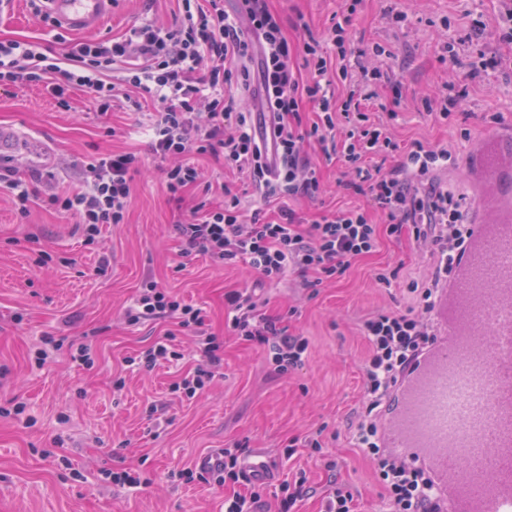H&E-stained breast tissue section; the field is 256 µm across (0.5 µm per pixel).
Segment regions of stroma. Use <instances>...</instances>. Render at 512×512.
I'll list each match as a JSON object with an SVG mask.
<instances>
[{
	"label": "stroma",
	"instance_id": "35a3bbf8",
	"mask_svg": "<svg viewBox=\"0 0 512 512\" xmlns=\"http://www.w3.org/2000/svg\"><path fill=\"white\" fill-rule=\"evenodd\" d=\"M282 16L290 44L303 38L296 30L304 14L314 34H322L345 0H268ZM403 11L402 27L390 26L385 8ZM498 0H360L350 30L353 42L381 45L393 56L371 106L372 122L390 126L404 143H452L464 155L485 136L512 122V65L461 78L467 90L456 114L437 121L418 112L415 98L440 85L448 71L435 45L455 39L457 28L440 27L443 18L498 12ZM177 0H116L96 38L118 37L145 19L172 23ZM75 31L56 40L39 22L29 0H9L0 9V39L36 42L49 55L64 58ZM152 105L132 112L114 105L98 114L92 94L73 90L59 105L43 84L0 90V168L17 171L39 194L79 183L80 161L131 152L142 161L122 223L105 224L86 242L74 217L44 204L21 212L12 191L0 185V512H224V489L215 483H187L178 473L197 465L200 456L244 444L246 459L265 461L274 483L304 471L309 490L298 512H320L319 493L330 478L347 482L359 512H376L381 488L352 439L351 423L361 404L359 361L365 340L359 325L372 312L404 310L413 301L406 288L429 266L428 257L407 239L382 237L375 252L357 260L338 281L316 291L295 292L287 285H264L250 268L221 266L203 255L182 256L177 223L200 201L217 206L225 189L239 192L243 177L213 157L191 156L200 180L180 196L167 189L161 160L150 151L144 132ZM326 191L315 199L298 198L290 208L315 219L329 211L363 207L365 196L337 190L338 163L322 167ZM398 268L399 283L377 287L374 277ZM201 309L224 345L219 375L192 399L171 386L196 366L193 336L172 321L131 326L123 311L145 277ZM260 288L266 315L286 318L307 336L302 367L274 372L264 349L228 329L225 293ZM96 330L85 341L88 330ZM173 336L183 359L152 369L133 357L164 336ZM54 337L44 365L34 353L43 337ZM88 343L92 365L71 358L72 346ZM163 407L150 415L152 404ZM21 415H13L15 405ZM323 431L319 452L301 447L286 456L291 441ZM338 459L337 472L324 462ZM131 468L146 485H113L106 474Z\"/></svg>",
	"mask_w": 512,
	"mask_h": 512
}]
</instances>
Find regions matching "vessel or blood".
<instances>
[{"label": "vessel or blood", "instance_id": "1", "mask_svg": "<svg viewBox=\"0 0 512 512\" xmlns=\"http://www.w3.org/2000/svg\"><path fill=\"white\" fill-rule=\"evenodd\" d=\"M64 27L92 32L112 0H46ZM479 218L432 316L436 340L400 374L380 416L389 457L424 470L440 512H512V147L465 156Z\"/></svg>", "mask_w": 512, "mask_h": 512}]
</instances>
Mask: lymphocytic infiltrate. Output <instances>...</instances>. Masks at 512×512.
<instances>
[{
	"instance_id": "1",
	"label": "lymphocytic infiltrate",
	"mask_w": 512,
	"mask_h": 512,
	"mask_svg": "<svg viewBox=\"0 0 512 512\" xmlns=\"http://www.w3.org/2000/svg\"><path fill=\"white\" fill-rule=\"evenodd\" d=\"M178 10L167 26L147 21L112 39L69 42L62 61L38 44L0 40V89L43 82L62 102L69 88L81 87L92 93L102 114L135 89L136 98H128L131 107L141 109L148 100L157 109L150 147L167 163L163 173L170 193L200 177L188 156L208 154L223 160L225 168L246 173L264 203H278L276 222L258 209L244 213L240 197L229 190L222 206L196 205L189 222L177 227L183 256L244 264L268 283L291 276L296 287L309 289L343 276L353 262L376 251L385 234L405 235L416 247L430 249L431 275L408 285L417 309L380 311L361 324L364 400L355 440L379 482L386 512H436L430 478L381 453L378 418L399 374L434 334L435 294L469 233L461 196L433 179L435 170L453 164L450 145L418 140L402 145L370 122L366 108L376 97L372 84L380 76L375 64L387 50L377 45L369 51L349 39L354 7L343 8L322 36H308L294 47L266 0H238L232 14L224 0H178ZM475 39L494 41L498 53L477 62L460 56L459 46ZM506 48L512 50V0H503L498 14L470 19L457 42L440 44L448 79L422 98L424 114L449 119L464 96L460 75L474 78L481 69L501 64ZM256 56L261 66L254 73L248 63ZM117 67L122 76L107 80V72ZM340 85L345 94H337ZM307 106L318 116L309 125L302 116ZM312 142L325 159L339 163L337 187L367 196L368 207L311 222L288 208L289 199L322 191L320 167L307 151ZM395 154L398 164L385 167ZM138 167L131 153L100 158L86 165L82 186L49 194L48 203L76 216L87 241H94L101 225L121 223ZM224 300L234 334L263 347L275 370L290 372L304 364L308 339L290 333L281 319L261 314L260 298L244 290L228 292ZM124 317L132 325L172 319L199 337L200 364L172 386L186 398L202 392L224 364V346L208 333L200 310L152 279L144 280ZM243 453L240 447L225 449L214 473L186 469L182 476L224 486V512H253L268 491L245 470Z\"/></svg>"
}]
</instances>
